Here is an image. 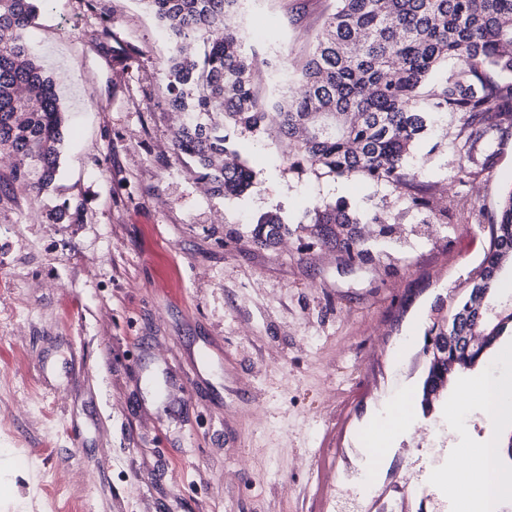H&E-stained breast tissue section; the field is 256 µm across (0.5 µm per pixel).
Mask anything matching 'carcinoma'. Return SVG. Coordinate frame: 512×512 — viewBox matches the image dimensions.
I'll list each match as a JSON object with an SVG mask.
<instances>
[{
    "label": "carcinoma",
    "instance_id": "carcinoma-1",
    "mask_svg": "<svg viewBox=\"0 0 512 512\" xmlns=\"http://www.w3.org/2000/svg\"><path fill=\"white\" fill-rule=\"evenodd\" d=\"M43 0H0V154L14 160L16 179L39 193L56 177L65 113L53 81L25 40ZM172 43L168 100L188 121L174 136L176 151L195 164L198 179L226 199L247 192L255 172L238 156L235 138L273 130L294 143L288 171L363 178L398 193L406 208L428 209L427 185L409 158L441 114L458 121L453 142L461 185L491 168L495 153L479 157L478 144L500 131L512 113V0H337L312 51L293 72L265 58L276 92L267 109L257 89V57L248 53L235 19L244 0H144ZM455 69L431 100L421 88L444 61ZM319 242L348 259H371L378 241L396 242V218L352 211L340 199L308 212ZM487 223L484 257L466 292L432 327L442 335L480 336L428 360L420 405L431 411L462 372L479 365L512 334V295L499 288L512 263V187L498 216ZM361 224L377 226L366 238ZM285 225L261 215L247 235L256 248L275 243ZM497 316L486 315L487 305Z\"/></svg>",
    "mask_w": 512,
    "mask_h": 512
}]
</instances>
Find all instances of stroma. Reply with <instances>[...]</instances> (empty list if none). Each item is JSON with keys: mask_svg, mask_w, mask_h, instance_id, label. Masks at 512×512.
I'll return each mask as SVG.
<instances>
[{"mask_svg": "<svg viewBox=\"0 0 512 512\" xmlns=\"http://www.w3.org/2000/svg\"><path fill=\"white\" fill-rule=\"evenodd\" d=\"M336 0H245L248 42L297 69ZM25 36L67 122L52 186L35 193L0 158V512H463L450 470L477 474L484 442L512 434L469 393L409 409L424 334L483 255L472 213L512 186V120L495 161L459 185L440 116L412 162L450 226L422 223L360 178L291 174L287 140L243 136L256 173L227 200L172 146L161 82L172 46L141 0H44ZM349 201L397 217L391 258L353 262L304 218ZM78 216L54 220L63 201ZM271 212L290 229L244 236ZM211 360L196 368L190 352ZM202 370L194 391L170 376ZM406 428L369 456L373 429Z\"/></svg>", "mask_w": 512, "mask_h": 512, "instance_id": "obj_1", "label": "stroma"}]
</instances>
